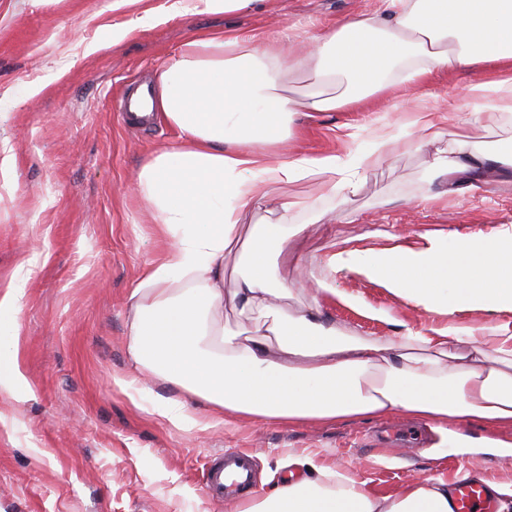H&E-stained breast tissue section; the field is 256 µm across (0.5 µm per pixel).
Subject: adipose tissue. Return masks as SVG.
Instances as JSON below:
<instances>
[{"instance_id":"1","label":"adipose tissue","mask_w":512,"mask_h":512,"mask_svg":"<svg viewBox=\"0 0 512 512\" xmlns=\"http://www.w3.org/2000/svg\"><path fill=\"white\" fill-rule=\"evenodd\" d=\"M484 63L512 67V0H381L336 30L286 46L240 35L186 42L158 76L157 107L180 132L141 168L136 192L157 233L171 242L129 295L128 352L136 376L154 374L185 395L169 416L194 423L187 401L212 416L268 422H333L406 413L437 424L481 421L512 430V346L497 334L443 326L398 341L337 335L317 314L277 318L288 292L269 273L272 242L299 234L297 203L282 197L268 223L240 236L246 211L278 187L309 176L328 190L351 187L352 171L406 147L375 136L342 159L275 157L302 112H333L382 96L394 84ZM244 270L224 292V254ZM332 271L380 280L424 310L512 309V238L430 240L419 251L331 254ZM273 316L270 339L224 329V303ZM328 470L284 485L238 512H454L448 484L428 480L373 496L351 475Z\"/></svg>"}]
</instances>
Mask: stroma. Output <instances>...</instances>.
Listing matches in <instances>:
<instances>
[{
	"instance_id": "1",
	"label": "stroma",
	"mask_w": 512,
	"mask_h": 512,
	"mask_svg": "<svg viewBox=\"0 0 512 512\" xmlns=\"http://www.w3.org/2000/svg\"><path fill=\"white\" fill-rule=\"evenodd\" d=\"M378 0H264L248 12L215 13L205 0H0V287L18 288L16 308L0 312L16 350L0 356V374L21 382L0 390V512H230L211 499L209 461L224 450L251 451L257 463L253 501L309 475L310 465L355 468L371 494H400L430 478L453 482L481 460L480 477L512 489V432L482 422L454 424L475 439L503 437L501 448L433 452L444 438L428 430L406 453L365 447L375 418L294 425L225 414L222 424L200 416L181 430L166 413L183 396L154 380L121 387L127 353L128 297L165 243L135 196L141 166L179 140L165 119L155 128L125 126L112 110L126 84L154 82L185 42L202 33H240L257 41L293 31L306 38L336 29ZM477 66L436 74L388 92L363 107L296 116L284 149L291 158L366 148L378 132L407 131L412 113L401 99L430 105L464 101L471 84L504 78ZM460 113H445L437 140L382 159L354 176L355 188L329 194L320 181L286 187L299 203L286 254L273 255L271 276L288 285L285 317L317 308L338 332L398 339L447 324L496 328L512 335V310L467 307L442 316L416 307L380 282L352 270L329 273L332 253L419 249L440 241L512 233V116L480 118L479 139L502 163L481 176L426 171L441 151L473 152L459 135ZM333 212L316 223L313 211ZM339 292L375 308L364 317L320 291Z\"/></svg>"
}]
</instances>
